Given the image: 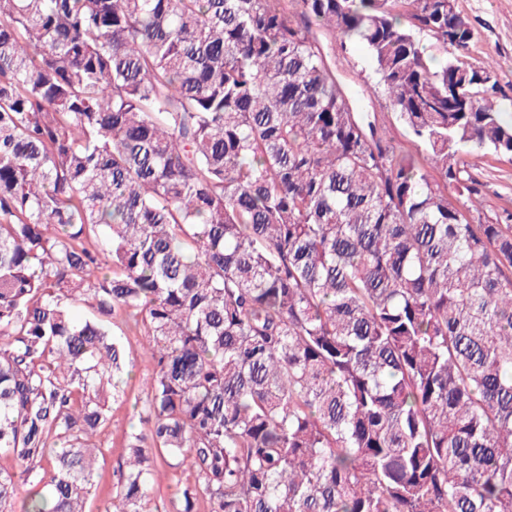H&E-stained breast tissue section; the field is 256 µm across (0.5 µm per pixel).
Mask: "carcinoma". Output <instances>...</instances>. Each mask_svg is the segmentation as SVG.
I'll return each mask as SVG.
<instances>
[{"label": "carcinoma", "instance_id": "cac0c4a2", "mask_svg": "<svg viewBox=\"0 0 512 512\" xmlns=\"http://www.w3.org/2000/svg\"><path fill=\"white\" fill-rule=\"evenodd\" d=\"M292 2L0 0V512H86L143 359L105 512H512V211L448 195L512 159L493 66L448 0ZM318 36L328 48L340 81L358 93L364 90V97L360 94L363 112L369 113L370 119L375 120L388 140L393 143L404 141V129L396 119L382 89L377 87L373 65L364 50L358 47L344 52L340 49L339 41L320 34ZM148 365L139 363L133 374L127 379L125 396L117 402H111L112 422L106 425L100 440L104 447V456L99 458L93 476L92 495L86 510L88 512H104L112 498L113 485L116 482V471L124 454V442L130 431L133 406L145 399V392L140 384V378L147 373ZM159 476L157 484L155 485V502L158 506H161L162 501L168 502L176 493L177 482L185 483L188 480H192V472L188 466H184L177 473L169 472L159 468Z\"/></svg>", "mask_w": 512, "mask_h": 512}]
</instances>
